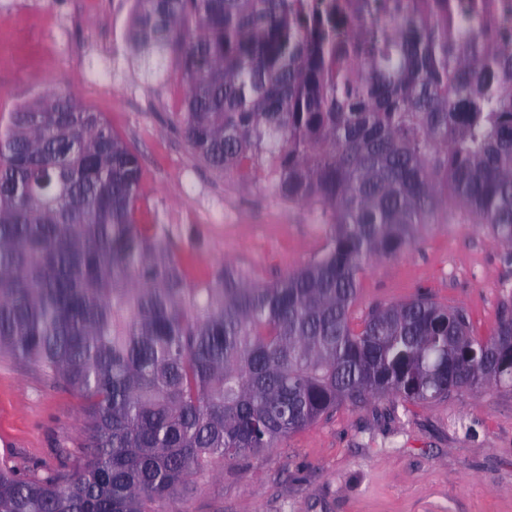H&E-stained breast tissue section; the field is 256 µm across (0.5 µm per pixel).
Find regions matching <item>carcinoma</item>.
I'll list each match as a JSON object with an SVG mask.
<instances>
[{
	"instance_id": "1",
	"label": "carcinoma",
	"mask_w": 512,
	"mask_h": 512,
	"mask_svg": "<svg viewBox=\"0 0 512 512\" xmlns=\"http://www.w3.org/2000/svg\"><path fill=\"white\" fill-rule=\"evenodd\" d=\"M134 41L179 58L180 130L212 168L266 169L316 206L325 243L259 283L227 263L191 283L143 224L142 165L56 91L0 130V355L83 398V463L0 468V512H153L217 459L259 454L343 402L512 388L496 332L426 295L369 310L359 278L441 213L512 246V48L420 7L355 16L330 0H134Z\"/></svg>"
}]
</instances>
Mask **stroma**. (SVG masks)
I'll use <instances>...</instances> for the list:
<instances>
[{
  "mask_svg": "<svg viewBox=\"0 0 512 512\" xmlns=\"http://www.w3.org/2000/svg\"><path fill=\"white\" fill-rule=\"evenodd\" d=\"M132 0H0V128L55 90L104 113L142 161L149 222L165 225L189 280L224 263L261 282L321 250L319 212L283 201L264 170L204 163L175 125L180 62L148 68L132 46ZM99 75L97 83L87 73ZM425 294L494 334L512 295V249L470 217L438 216L405 252L366 266L352 309ZM82 399L30 362L0 357V461L42 469L81 461ZM156 512H512V390L464 389L430 403L346 402L259 455L188 478Z\"/></svg>",
  "mask_w": 512,
  "mask_h": 512,
  "instance_id": "35a3bbf8",
  "label": "stroma"
}]
</instances>
